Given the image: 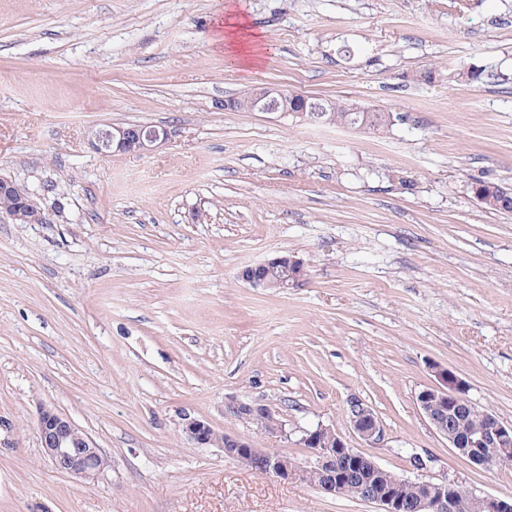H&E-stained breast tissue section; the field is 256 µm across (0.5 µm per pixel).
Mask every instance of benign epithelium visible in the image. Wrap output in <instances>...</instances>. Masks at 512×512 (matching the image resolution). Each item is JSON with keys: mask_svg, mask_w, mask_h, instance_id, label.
Instances as JSON below:
<instances>
[{"mask_svg": "<svg viewBox=\"0 0 512 512\" xmlns=\"http://www.w3.org/2000/svg\"><path fill=\"white\" fill-rule=\"evenodd\" d=\"M251 112L274 114L298 112L309 114L308 122L323 123V108L315 98L301 92L268 86L251 91L247 101ZM169 139L165 129L143 125L112 126L92 133V146L102 155L118 152H143L161 147ZM472 192L480 203L512 199V190L500 185L478 181ZM0 211L19 224H41L44 217L35 208L29 196L13 181L0 177ZM304 264L292 255L282 254L243 268L238 278L252 288L280 289L296 287L305 280ZM437 383L416 394L418 408L430 427L448 441L454 449L472 463L494 468L512 464V422H504L495 414L482 411L474 424L465 429L455 422L473 405L466 398V384L449 368L431 365ZM229 411L239 420L256 425L272 437L288 438L286 424L276 408L264 402L231 401ZM345 418L352 433L369 448H376L385 437V427L372 408L361 398L347 400ZM37 428L41 447L54 466L78 481H92L110 466L111 460L104 450L70 419L55 410L42 407L38 413ZM182 431L196 447L215 445L224 455L244 463L258 475L273 476L282 481L313 478L322 491L339 496L349 479L360 474L358 464L366 461L364 453L352 448L336 428L318 424L301 430L297 439L307 449L309 459L300 464L293 458L259 447L255 441L230 435L213 428L197 418H184ZM368 462V461H366ZM368 465L375 472L386 469L374 461ZM395 484L409 485L418 493V512H458L465 502L470 512H512V498L492 494H477L444 477L437 480H409L397 478ZM363 501L375 506L377 512H406L408 504L394 487L365 493Z\"/></svg>", "mask_w": 512, "mask_h": 512, "instance_id": "1", "label": "benign epithelium"}]
</instances>
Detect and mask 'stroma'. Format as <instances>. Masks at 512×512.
<instances>
[{
	"instance_id": "obj_1",
	"label": "stroma",
	"mask_w": 512,
	"mask_h": 512,
	"mask_svg": "<svg viewBox=\"0 0 512 512\" xmlns=\"http://www.w3.org/2000/svg\"><path fill=\"white\" fill-rule=\"evenodd\" d=\"M232 14L272 46L249 73L216 42ZM258 85L397 120L225 109ZM110 123L171 137L103 156ZM0 175L45 216L0 213V512H374L182 433L303 463L295 433L345 430L354 395L385 469L512 496V467L453 452L415 400L437 363L512 421V212L471 190L512 188V0H0ZM279 254L302 284L239 280ZM232 400L274 404L291 440ZM43 405L110 458L96 481L44 456ZM319 101L329 111L325 116V118L329 120V123L326 125L348 126L350 121L355 117H359L360 121L364 119L363 114H356L354 112H368V115L365 117L366 126L368 129L384 131L385 128L393 125L395 118H397L391 112H370L369 110L362 109L361 107L357 106H354V112H349L353 103L341 99H336L334 101ZM472 192L476 200L481 204L486 203L484 205L489 209L506 212L511 211V208L502 209L498 207V204L493 206L487 203L489 201H496L497 199L499 200L498 203L510 201V199H512V191L509 188L478 181L472 185ZM345 418L352 433L365 447L377 448L385 437V427L372 408L357 396L347 400Z\"/></svg>"
}]
</instances>
